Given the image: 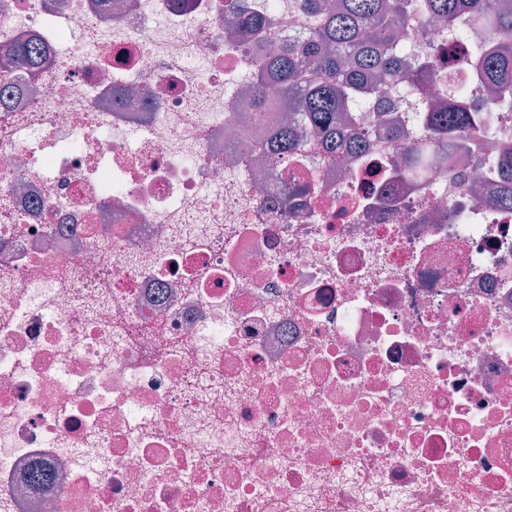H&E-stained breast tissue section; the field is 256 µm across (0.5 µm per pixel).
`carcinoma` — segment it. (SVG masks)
<instances>
[{
    "mask_svg": "<svg viewBox=\"0 0 512 512\" xmlns=\"http://www.w3.org/2000/svg\"><path fill=\"white\" fill-rule=\"evenodd\" d=\"M227 2V11L236 17L238 42L271 33L273 22L265 12L244 5L245 0ZM305 6L316 23L304 44L285 46L273 39L261 65L260 82L288 103V111L303 117L302 125L287 127L270 141L274 151L296 149L313 133L329 152H348L353 132L339 128L337 113L352 110L361 94L374 90L375 75L387 80L402 69L394 30L413 17L442 18L452 28L465 19L485 26L490 39L473 47L465 67L486 81L494 104L512 102L509 0H305ZM4 62L33 69L39 64L38 48L22 37L5 52ZM471 125L464 106L427 109V143L409 153L406 166L415 165L422 173L429 166L448 165L458 155V133Z\"/></svg>",
    "mask_w": 512,
    "mask_h": 512,
    "instance_id": "1",
    "label": "carcinoma"
}]
</instances>
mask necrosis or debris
Listing matches in <instances>:
<instances>
[{
  "label": "necrosis or debris",
  "instance_id": "1",
  "mask_svg": "<svg viewBox=\"0 0 512 512\" xmlns=\"http://www.w3.org/2000/svg\"><path fill=\"white\" fill-rule=\"evenodd\" d=\"M254 3L283 40L315 23ZM228 23L0 0V48L47 57L0 64V512H512V110L464 76L469 178L403 166L487 32L406 27L439 66L349 112L356 158L263 157L301 116L233 112L264 45ZM4 62L12 67L34 69L39 64L38 48L25 37H20L5 52Z\"/></svg>",
  "mask_w": 512,
  "mask_h": 512
}]
</instances>
